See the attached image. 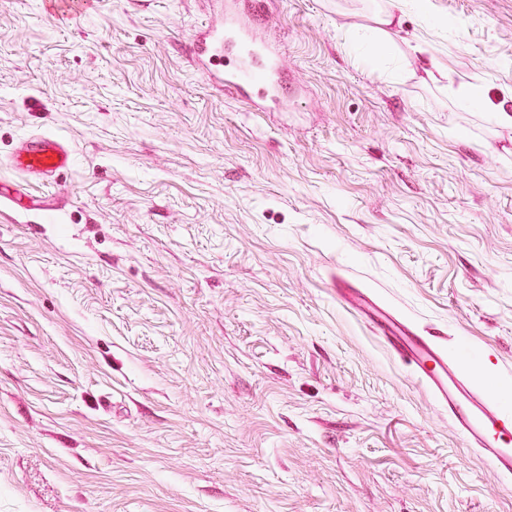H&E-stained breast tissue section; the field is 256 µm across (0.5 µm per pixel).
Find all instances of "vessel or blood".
I'll list each match as a JSON object with an SVG mask.
<instances>
[{
	"label": "vessel or blood",
	"instance_id": "vessel-or-blood-1",
	"mask_svg": "<svg viewBox=\"0 0 512 512\" xmlns=\"http://www.w3.org/2000/svg\"><path fill=\"white\" fill-rule=\"evenodd\" d=\"M194 65L225 92L248 97L277 95L271 76L277 54L246 36L227 37L221 24H213L194 42ZM73 165L68 143L43 136L30 139L12 158L16 171L40 180L54 178ZM340 303L363 318L387 350L400 359L412 376L446 411L455 433L500 476L512 477V410L505 408L469 376L434 339L420 335L389 308L362 288H340Z\"/></svg>",
	"mask_w": 512,
	"mask_h": 512
}]
</instances>
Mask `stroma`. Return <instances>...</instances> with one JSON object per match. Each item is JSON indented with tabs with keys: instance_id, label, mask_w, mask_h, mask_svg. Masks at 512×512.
Wrapping results in <instances>:
<instances>
[{
	"instance_id": "1",
	"label": "stroma",
	"mask_w": 512,
	"mask_h": 512,
	"mask_svg": "<svg viewBox=\"0 0 512 512\" xmlns=\"http://www.w3.org/2000/svg\"><path fill=\"white\" fill-rule=\"evenodd\" d=\"M288 109L191 60L215 0H0V512H512L336 301L371 291L512 386V0H230ZM394 9L398 40L370 46ZM73 161L65 140L43 136L30 139L13 156L11 166L30 178L48 180L70 169Z\"/></svg>"
}]
</instances>
